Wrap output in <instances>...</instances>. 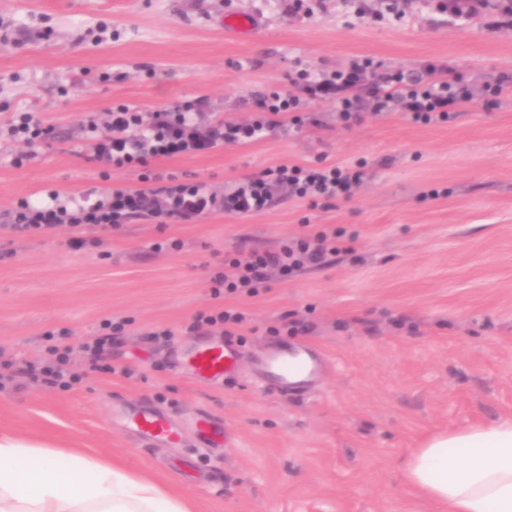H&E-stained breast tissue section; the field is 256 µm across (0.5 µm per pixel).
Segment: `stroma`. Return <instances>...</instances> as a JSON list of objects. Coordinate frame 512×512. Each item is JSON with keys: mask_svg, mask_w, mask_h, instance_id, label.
<instances>
[{"mask_svg": "<svg viewBox=\"0 0 512 512\" xmlns=\"http://www.w3.org/2000/svg\"><path fill=\"white\" fill-rule=\"evenodd\" d=\"M440 0H0V361L40 363L48 343L71 348L80 379L60 389L18 378L0 389V431L71 451L93 449L186 499L193 512H436L402 478L413 448L433 433L512 416V26L448 16ZM257 17L238 38L224 18ZM365 57L379 75L450 67L475 98L445 123L411 122L360 103L348 126L327 100H304L301 127L279 125L257 142L154 162L162 176L214 192L283 163L364 162L348 200L310 206L278 192L258 216L211 213L191 224L134 216L80 251L60 229L8 228L22 197L76 200L134 186L137 172L92 162L113 106L151 115L176 101L196 121L252 119L257 98L315 81ZM17 112L50 129L22 152ZM439 197H428L430 189ZM339 228L326 264L272 277L258 293L214 296L209 277L228 251L275 250L315 228ZM179 239L178 251L163 244ZM239 311L242 356L234 378L192 379L175 366L196 340L197 314ZM107 319L124 331L94 369L84 346ZM281 339L326 359L311 393L269 389L254 361ZM54 340H47V333ZM146 402L182 429L179 444L146 445L112 421L118 402ZM225 422L224 445L202 447L199 414Z\"/></svg>", "mask_w": 512, "mask_h": 512, "instance_id": "1", "label": "stroma"}]
</instances>
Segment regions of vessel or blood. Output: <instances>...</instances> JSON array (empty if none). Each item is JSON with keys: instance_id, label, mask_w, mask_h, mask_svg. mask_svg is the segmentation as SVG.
I'll use <instances>...</instances> for the list:
<instances>
[{"instance_id": "vessel-or-blood-1", "label": "vessel or blood", "mask_w": 512, "mask_h": 512, "mask_svg": "<svg viewBox=\"0 0 512 512\" xmlns=\"http://www.w3.org/2000/svg\"><path fill=\"white\" fill-rule=\"evenodd\" d=\"M237 362V346L228 338L221 344L192 343L181 353L178 365L191 378L216 382L233 372ZM256 368L270 384L284 389H301L321 374L323 363L311 348L279 341L267 347L257 360ZM115 412L123 427L136 431L148 443H173L179 439L178 428L153 407L133 408L119 404ZM195 427L201 441L209 447L223 442L226 435L225 424L206 415L197 418Z\"/></svg>"}]
</instances>
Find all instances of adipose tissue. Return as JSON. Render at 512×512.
<instances>
[{"instance_id": "obj_1", "label": "adipose tissue", "mask_w": 512, "mask_h": 512, "mask_svg": "<svg viewBox=\"0 0 512 512\" xmlns=\"http://www.w3.org/2000/svg\"><path fill=\"white\" fill-rule=\"evenodd\" d=\"M68 456V466L58 459ZM439 512H512V417L439 432L406 459ZM0 512H191L178 496L86 451L0 433Z\"/></svg>"}]
</instances>
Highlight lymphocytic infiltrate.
<instances>
[{
  "label": "lymphocytic infiltrate",
  "instance_id": "lymphocytic-infiltrate-1",
  "mask_svg": "<svg viewBox=\"0 0 512 512\" xmlns=\"http://www.w3.org/2000/svg\"><path fill=\"white\" fill-rule=\"evenodd\" d=\"M437 65L429 63L421 75L413 77L397 72L385 78L375 77L370 61H355L337 71L334 78L296 83L294 91L259 98L257 117L249 122L220 121L199 127L191 115L194 103L178 102L157 112L153 121H146L137 108L121 104L106 114V132L94 146V158L116 170H134L140 187H117L96 204L60 202L59 191H50V204L36 206L28 199H18L10 211L13 230L41 233L67 228L72 243L86 244L80 232L93 224L109 231L125 224L131 216L147 214L163 224H187L200 215L226 212L256 216L272 204L275 191L308 200L311 205L350 198L361 185V165H299L281 163L260 174L236 181L223 193L208 191L198 182L148 173L151 162L180 155L210 151L227 143L248 145L259 140L266 130L278 125L282 116H291L293 124H301L295 110L302 96L317 93L334 96L336 110L343 121L358 119L355 99L346 97V90L365 87L376 111L400 107L417 124L448 121L473 99L463 77H439ZM336 230H319L285 242L275 251H254L243 257L225 259L223 270L211 276L214 291L233 294L244 290L257 293L272 276H288L307 266L326 263L336 252ZM49 358L41 364L7 361L0 364V380L11 382L19 377L44 380L61 388L71 387L78 377L71 369L68 348L51 345Z\"/></svg>",
  "mask_w": 512,
  "mask_h": 512
}]
</instances>
